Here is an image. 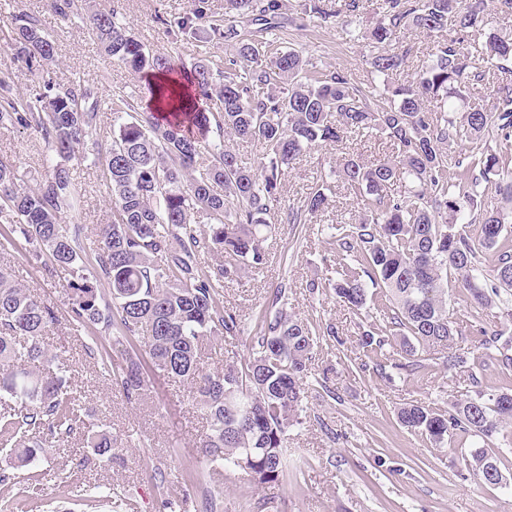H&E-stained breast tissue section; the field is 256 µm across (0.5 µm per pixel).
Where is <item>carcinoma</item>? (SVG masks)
<instances>
[{"instance_id":"carcinoma-1","label":"carcinoma","mask_w":512,"mask_h":512,"mask_svg":"<svg viewBox=\"0 0 512 512\" xmlns=\"http://www.w3.org/2000/svg\"><path fill=\"white\" fill-rule=\"evenodd\" d=\"M303 12L321 23L357 15L360 0H304ZM47 9L66 21L83 11V23L112 63L141 76L181 69L166 54L135 39L114 6L96 0H48ZM207 0L176 20L157 17L167 31L196 37L206 18ZM488 0H384L383 18L361 38L372 44L371 81L316 69L298 51L275 48L288 26L286 0H224V21L209 26L208 37L224 41L233 56L224 68L200 60L189 74L194 102L161 90L166 116L139 108L121 93L103 95L90 80L74 76L47 82L46 91L25 96L11 75H0V128L21 126L39 135L52 151L46 177L36 189L24 186L11 163L0 159V217L6 228L0 248L24 242L51 267L72 273L70 318L80 329L137 338L149 359L123 351L113 379L128 402L146 395L149 374L192 385L196 404L210 419L207 455L239 471L255 485L280 482L288 471V429L303 411V379L317 336L342 343L328 326L314 330L284 308L262 321L253 357L238 366L204 374L199 344L206 336H236L237 315L220 305L225 284L243 272L260 270L268 254L262 247L268 217L279 202L282 181L293 163L311 149L340 143L360 132L380 133L394 149L386 161L367 165L348 155L334 170L343 186L363 194L358 221L332 226L336 253L352 257L361 272L348 271L333 290L342 302L360 309L369 287L386 293L392 305L386 322L403 332L405 362L416 370L419 351L447 349L442 364L468 373L471 393L442 410L432 404L406 403L396 412L407 431L438 448L455 436L472 438L459 458L460 469L487 485L508 489L512 476L485 448L492 437L512 427V389L487 386L473 368L475 351H497L498 362L512 367V340L504 330L478 329L476 350L458 346L462 330L448 312V278L467 292L474 320L480 311L501 305L504 324H512V245L499 244L509 213L478 208L479 179L499 175L503 151L487 146L486 135L512 139V32L490 26ZM10 49L30 71L56 62L53 41L37 17L17 16ZM429 34L485 32L483 43L467 47L461 37L437 42L431 59L401 82L412 48L400 42L402 30ZM383 90H378L376 81ZM217 100L219 111L200 107ZM440 102L432 112L425 102ZM112 113L107 146L89 142L100 114ZM256 143L264 149L255 167L239 160L224 138ZM471 150H458L463 140ZM96 150L112 196V221L102 225L95 263L85 264L82 214L61 224L62 204L75 197L68 162ZM206 177L192 175L194 165ZM405 178L408 196L385 193L389 182ZM323 185L300 205L287 208L286 221L300 224L327 204ZM203 215V235L194 216ZM477 225L476 238L456 224ZM499 246L492 269L494 283L479 277L477 245ZM223 261L207 270L200 253ZM112 285V301H98L94 282ZM58 321L54 307L18 283L0 267V395L11 400L0 412V445L13 451L14 465L29 466L39 448L54 439L81 436L100 462L119 455L121 443L106 432L90 434L69 397L70 367L48 356L43 337ZM384 330H364L360 344L372 352L388 345ZM39 363L42 369L27 365Z\"/></svg>"}]
</instances>
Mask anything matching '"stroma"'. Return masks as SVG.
Listing matches in <instances>:
<instances>
[{
  "label": "stroma",
  "mask_w": 512,
  "mask_h": 512,
  "mask_svg": "<svg viewBox=\"0 0 512 512\" xmlns=\"http://www.w3.org/2000/svg\"><path fill=\"white\" fill-rule=\"evenodd\" d=\"M301 2L288 0L284 48L299 51L318 69L367 78L366 44L350 40L342 25H324L302 15ZM119 5L131 32L176 64L189 68L204 58L223 65L224 43L202 37L186 40L156 22L160 15L191 12L195 0H119ZM21 10L41 17L57 47L59 66L49 67L38 79L7 46ZM0 68L14 73L24 94L36 92L45 81L80 73L94 79L102 91H132L142 100L148 96L143 78L105 61L80 17L56 21L45 0H23L19 6L14 0H0ZM48 153L42 140L16 128H0V159L13 162L27 185L42 181ZM348 153L371 163L391 157L393 149L377 135H353L339 145L311 149L286 175L281 207L303 200L322 182H333L337 157ZM69 168L82 190L79 207L91 253L95 229L111 210L109 190L94 155L71 161ZM361 207L358 194L335 185L327 209L314 222L284 224L279 214H272L265 243L268 263L228 284L220 298L239 315L243 333L207 337L201 344L204 372L244 363L260 319L281 287L287 309L296 318L338 331V338H323L317 347L302 423L288 431V457L300 461L301 467L272 486L254 485L209 461L200 444L210 428L188 384L157 375L145 399L127 403L112 376L87 354L91 347L110 349L111 335L93 329L78 332L69 323V272L48 271L26 244L0 253V263L10 265L16 280L37 289L57 311L59 322L45 336L44 346L71 366L72 385L82 395L85 427L109 431L124 443L120 458L109 465L95 460L91 449L76 438L40 449L32 465L19 469L12 455L0 449V475L7 477L0 482V512H166L169 500L184 501L186 512H204L209 490L218 494L216 512H512V491L487 487L475 475L461 472L458 447H432L397 422L395 410L402 404L444 407L472 386L466 373L443 367L441 348L425 352V371L414 376L397 373L388 381L375 366L393 367L399 360L395 348L386 347L379 357L361 347V332L382 321L383 302L377 297L356 311L336 297L332 286L342 266L327 236L328 225L349 221ZM313 281L319 283L318 291L309 290ZM98 485L112 488L117 503L86 504L81 491Z\"/></svg>",
  "instance_id": "obj_1"
}]
</instances>
